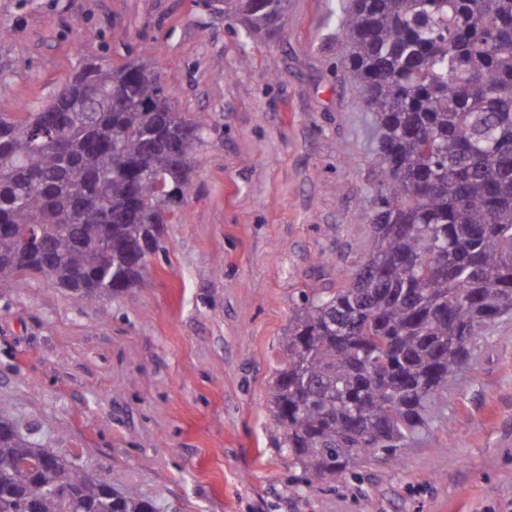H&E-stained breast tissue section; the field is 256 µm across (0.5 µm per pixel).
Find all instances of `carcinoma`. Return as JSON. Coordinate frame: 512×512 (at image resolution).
<instances>
[{
    "mask_svg": "<svg viewBox=\"0 0 512 512\" xmlns=\"http://www.w3.org/2000/svg\"><path fill=\"white\" fill-rule=\"evenodd\" d=\"M287 0H224L245 36ZM344 68L376 113L373 233L343 286L300 295L273 416L318 479L397 449L512 314V0H351ZM151 56L85 62L37 112L0 107V288L39 275L76 300L140 285L188 190L206 122L173 109ZM53 113L43 144L25 129ZM0 512H157L87 477L0 408Z\"/></svg>",
    "mask_w": 512,
    "mask_h": 512,
    "instance_id": "1",
    "label": "carcinoma"
}]
</instances>
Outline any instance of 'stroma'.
Listing matches in <instances>:
<instances>
[{
	"label": "stroma",
	"mask_w": 512,
	"mask_h": 512,
	"mask_svg": "<svg viewBox=\"0 0 512 512\" xmlns=\"http://www.w3.org/2000/svg\"><path fill=\"white\" fill-rule=\"evenodd\" d=\"M346 0H288L272 38L203 0H0V100L44 105L78 65L149 49L176 111L206 113L191 186L139 287L76 301L0 289V406L161 512H512V315L472 346L402 467L326 484L289 467L270 404L301 291L371 236L375 117L341 66Z\"/></svg>",
	"instance_id": "35a3bbf8"
}]
</instances>
